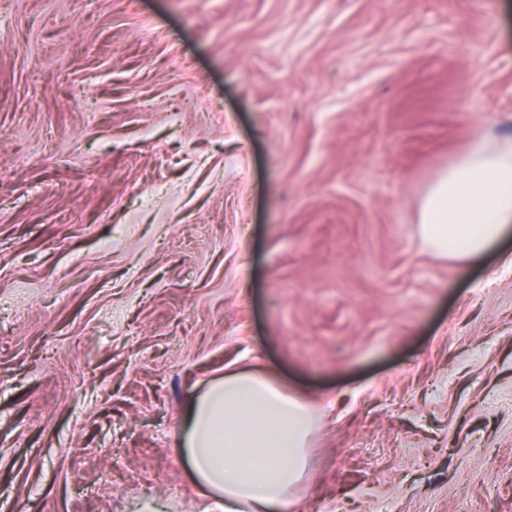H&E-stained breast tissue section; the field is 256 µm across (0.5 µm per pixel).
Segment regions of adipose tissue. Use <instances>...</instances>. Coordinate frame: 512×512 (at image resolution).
I'll return each instance as SVG.
<instances>
[{"label":"adipose tissue","mask_w":512,"mask_h":512,"mask_svg":"<svg viewBox=\"0 0 512 512\" xmlns=\"http://www.w3.org/2000/svg\"><path fill=\"white\" fill-rule=\"evenodd\" d=\"M417 233L428 251L460 261L511 234L512 140L476 139L442 170L420 200ZM315 424L308 400L281 378L229 370L191 397L181 451L218 512H288Z\"/></svg>","instance_id":"adipose-tissue-1"}]
</instances>
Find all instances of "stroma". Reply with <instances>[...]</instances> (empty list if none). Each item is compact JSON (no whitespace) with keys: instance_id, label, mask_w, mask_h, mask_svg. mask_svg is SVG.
<instances>
[{"instance_id":"1","label":"stroma","mask_w":512,"mask_h":512,"mask_svg":"<svg viewBox=\"0 0 512 512\" xmlns=\"http://www.w3.org/2000/svg\"><path fill=\"white\" fill-rule=\"evenodd\" d=\"M512 138V0H0V512H213L225 367L317 419L296 512H512V236L417 206Z\"/></svg>"}]
</instances>
